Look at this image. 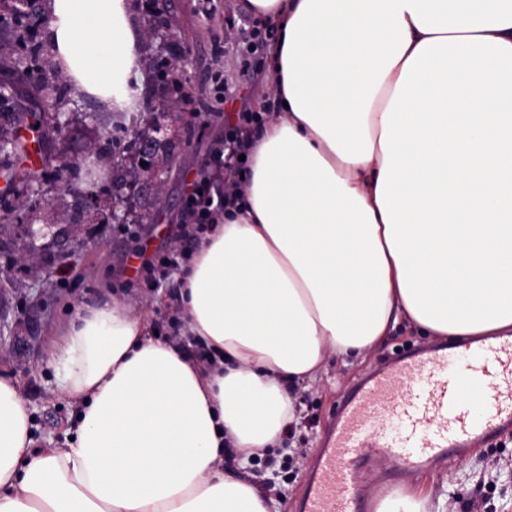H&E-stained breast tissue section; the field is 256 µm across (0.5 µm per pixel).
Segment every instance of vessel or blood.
Here are the masks:
<instances>
[{
    "mask_svg": "<svg viewBox=\"0 0 512 512\" xmlns=\"http://www.w3.org/2000/svg\"><path fill=\"white\" fill-rule=\"evenodd\" d=\"M512 428V341L412 349L375 370L336 410L302 512H356L355 473L370 449L406 473Z\"/></svg>",
    "mask_w": 512,
    "mask_h": 512,
    "instance_id": "1",
    "label": "vessel or blood"
}]
</instances>
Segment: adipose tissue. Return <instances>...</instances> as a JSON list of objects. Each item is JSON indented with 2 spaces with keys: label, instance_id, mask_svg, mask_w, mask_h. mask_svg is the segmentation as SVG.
Listing matches in <instances>:
<instances>
[{
  "label": "adipose tissue",
  "instance_id": "ef3b65f1",
  "mask_svg": "<svg viewBox=\"0 0 512 512\" xmlns=\"http://www.w3.org/2000/svg\"><path fill=\"white\" fill-rule=\"evenodd\" d=\"M274 25L277 104L253 131L239 203L180 290L190 362L116 299L47 350L80 404L39 448L0 378V512H274L224 470L297 420L293 391L404 320L429 335L512 338V0H237ZM58 70L104 109L140 52L131 0H47Z\"/></svg>",
  "mask_w": 512,
  "mask_h": 512
}]
</instances>
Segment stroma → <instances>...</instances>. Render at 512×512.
<instances>
[{
  "label": "stroma",
  "mask_w": 512,
  "mask_h": 512,
  "mask_svg": "<svg viewBox=\"0 0 512 512\" xmlns=\"http://www.w3.org/2000/svg\"><path fill=\"white\" fill-rule=\"evenodd\" d=\"M234 2L165 0L159 7L152 0H132L131 22L143 34L141 60L178 59L193 99L175 126L164 107L165 94L150 81L149 68H142L132 85L136 109L145 113L146 124L176 145L162 208L145 213L131 195L122 205L125 223L77 224L69 238L48 243L50 225L63 221L74 192L83 187L80 181L55 175L63 144L49 140L44 145L41 206L28 212L22 224L0 217V377L18 384L37 445L49 439L62 442L76 421L77 406L58 390L45 352L80 307L117 298L143 314L152 334L177 345L189 359L202 357L198 344L180 332L179 278L155 288L141 268L175 250L195 253L197 240L180 232L194 182L209 179L212 195L223 194L225 171L219 156L225 131L236 124L239 113L257 112L266 119L275 110L268 75L245 73L242 46L224 37L230 30L264 28L261 21L236 10ZM154 14L166 20L165 36L148 33L147 20ZM2 80L11 83L24 111L50 112L70 121L80 145L97 144L99 131L112 124L111 114L82 93L58 99L29 83L24 66L13 57L0 58ZM47 243L52 249L46 254L42 247ZM436 344L417 327L398 323L365 358L348 364L329 359L318 380L296 391L297 423L278 448L254 463L274 486L279 512H298L322 434L343 396L402 349ZM389 470L375 459L358 474V484L369 489L367 505L396 490H419L428 499L427 512H512V430L495 441H476L393 482L382 479Z\"/></svg>",
  "instance_id": "35a3bbf8"
}]
</instances>
